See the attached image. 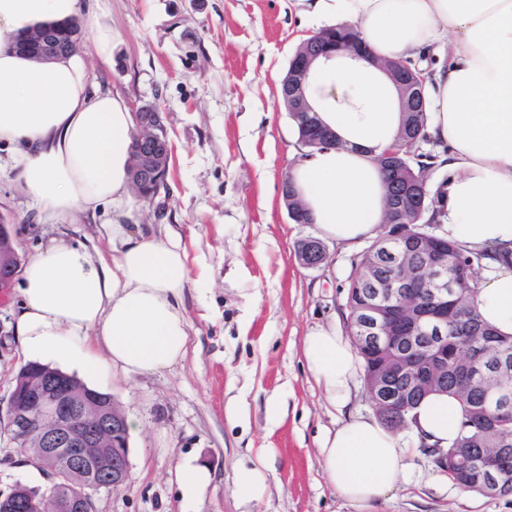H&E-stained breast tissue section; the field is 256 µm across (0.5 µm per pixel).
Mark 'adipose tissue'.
<instances>
[{
    "mask_svg": "<svg viewBox=\"0 0 512 512\" xmlns=\"http://www.w3.org/2000/svg\"><path fill=\"white\" fill-rule=\"evenodd\" d=\"M315 14L354 26L372 61L339 58L335 82L317 60L308 101L338 146L308 149L289 176L318 237L348 246L374 238L386 186L376 156L396 143L402 116L381 60L424 49L446 56L425 87L428 133L448 147L440 236L481 254L488 270L476 298L481 318L512 334V0H312ZM88 0H0V144L38 223L75 218L100 225L108 251L69 238L41 245L23 266L12 330L29 360L75 365L83 378L109 365L154 374L188 352L187 291L208 288L181 235L140 224L131 204L134 114L125 99L94 86L79 52L40 61L19 39L82 23ZM351 103H336L335 90ZM90 340L96 353L76 346ZM306 367L332 405H345L362 365L345 336L316 327L303 338ZM462 406L424 397L408 417V439L376 417L354 416L321 442L325 472L354 502L378 500L410 480L420 444L445 448Z\"/></svg>",
    "mask_w": 512,
    "mask_h": 512,
    "instance_id": "1",
    "label": "adipose tissue"
}]
</instances>
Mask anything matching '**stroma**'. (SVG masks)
Segmentation results:
<instances>
[{
  "label": "stroma",
  "mask_w": 512,
  "mask_h": 512,
  "mask_svg": "<svg viewBox=\"0 0 512 512\" xmlns=\"http://www.w3.org/2000/svg\"><path fill=\"white\" fill-rule=\"evenodd\" d=\"M115 34L111 64L91 42L82 50L96 82L129 103H158L172 145L164 213L141 197L143 224H169L207 265L212 287L187 300L189 352L155 375L103 366L91 388L108 393L139 427L129 435L131 478L100 490L96 512H512V496L487 497L443 477L432 449L409 457L414 481L360 504L340 496L324 471L326 430L375 409L362 377L344 407H333L307 371L302 340L317 326L347 333V294L366 244L325 246L326 261L302 266L300 240L310 224L292 223L281 183L295 160V129L279 83L298 45L324 28L303 0H105L95 16ZM0 213L14 226L19 253L32 257L52 237L107 250L93 224H40L16 173L0 166ZM18 297L0 302V417L26 358L11 329ZM287 396L279 425L265 401ZM245 400L246 418L227 413ZM273 449L265 494L241 508L233 481L256 449ZM213 474L186 501L177 481L184 457ZM40 473L0 430V489L42 484Z\"/></svg>",
  "instance_id": "stroma-1"
}]
</instances>
